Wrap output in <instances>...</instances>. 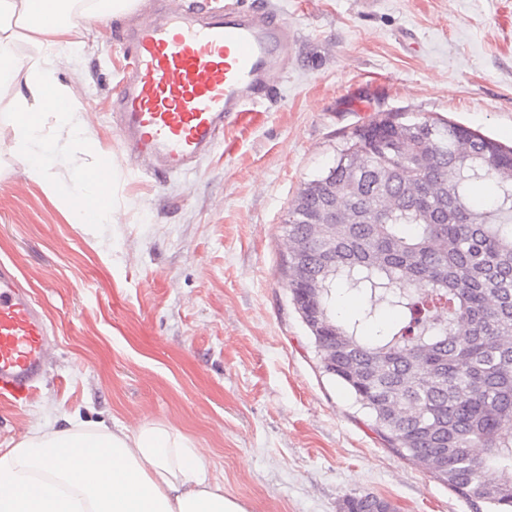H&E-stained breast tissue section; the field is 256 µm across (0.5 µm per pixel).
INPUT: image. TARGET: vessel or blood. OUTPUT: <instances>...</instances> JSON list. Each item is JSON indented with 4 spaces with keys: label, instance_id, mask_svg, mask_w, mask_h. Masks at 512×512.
I'll list each match as a JSON object with an SVG mask.
<instances>
[{
    "label": "vessel or blood",
    "instance_id": "obj_1",
    "mask_svg": "<svg viewBox=\"0 0 512 512\" xmlns=\"http://www.w3.org/2000/svg\"><path fill=\"white\" fill-rule=\"evenodd\" d=\"M124 31L128 64L112 100L122 148L138 173L197 170L248 105L265 101L294 42L271 9L238 0H156ZM50 325L15 267L0 261V399L32 397L50 363Z\"/></svg>",
    "mask_w": 512,
    "mask_h": 512
}]
</instances>
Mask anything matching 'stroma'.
<instances>
[{
	"instance_id": "35a3bbf8",
	"label": "stroma",
	"mask_w": 512,
	"mask_h": 512,
	"mask_svg": "<svg viewBox=\"0 0 512 512\" xmlns=\"http://www.w3.org/2000/svg\"><path fill=\"white\" fill-rule=\"evenodd\" d=\"M240 3L275 7L295 29L288 73L199 169L160 182L131 174L112 123L119 18L14 41L21 67L0 88V260L53 333L46 383L29 403L0 401V444L73 416L163 422L248 512H342L354 494L392 512H476L388 448L322 371L280 263L297 192L376 113L443 118L512 146V0ZM35 63L52 68L95 144L72 151L69 125L48 116L51 178L68 185L111 158V223H73L69 202L23 170L13 114Z\"/></svg>"
}]
</instances>
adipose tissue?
I'll use <instances>...</instances> for the list:
<instances>
[{
  "mask_svg": "<svg viewBox=\"0 0 512 512\" xmlns=\"http://www.w3.org/2000/svg\"><path fill=\"white\" fill-rule=\"evenodd\" d=\"M16 15L19 26L45 35L78 27L71 0H0V19ZM32 98H20L13 126L19 157L31 179L48 183L57 196L81 195L85 207L72 212L76 224H102L112 210L96 197L95 170L75 173L72 185L50 180L55 160L44 133L47 116L72 125L76 148H88L81 122L65 89L49 67L28 72ZM56 108H49L48 100ZM0 512H246L212 481L188 436L161 422L136 431L74 419L68 427L47 424L9 448H0Z\"/></svg>",
  "mask_w": 512,
  "mask_h": 512,
  "instance_id": "1",
  "label": "adipose tissue"
}]
</instances>
